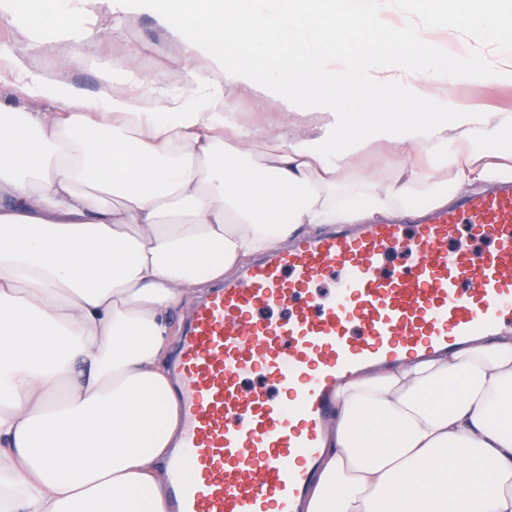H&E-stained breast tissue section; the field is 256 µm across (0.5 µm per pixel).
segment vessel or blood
I'll list each match as a JSON object with an SVG mask.
<instances>
[{
  "label": "vessel or blood",
  "mask_w": 512,
  "mask_h": 512,
  "mask_svg": "<svg viewBox=\"0 0 512 512\" xmlns=\"http://www.w3.org/2000/svg\"><path fill=\"white\" fill-rule=\"evenodd\" d=\"M463 225L492 249L459 243ZM335 273V293L320 296ZM511 326L512 185L420 224L306 238L251 264L192 309L180 339L179 512H294L342 375ZM250 374L278 395L245 389Z\"/></svg>",
  "instance_id": "b4317fda"
}]
</instances>
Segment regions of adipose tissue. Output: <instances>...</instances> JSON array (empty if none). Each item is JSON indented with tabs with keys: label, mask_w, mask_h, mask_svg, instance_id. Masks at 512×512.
Segmentation results:
<instances>
[{
	"label": "adipose tissue",
	"mask_w": 512,
	"mask_h": 512,
	"mask_svg": "<svg viewBox=\"0 0 512 512\" xmlns=\"http://www.w3.org/2000/svg\"><path fill=\"white\" fill-rule=\"evenodd\" d=\"M76 2L27 0L21 15L47 29ZM156 2L187 55L311 106L317 135L243 130L217 91L191 107L154 89L144 108L36 81L31 96L58 111L0 109V512H167L171 310L301 233L444 205L459 181L512 180V113L424 96L439 72L492 70L441 62L414 0ZM502 2L475 14L512 63ZM391 14L406 20L395 39ZM382 141L455 165V183L425 197L339 179ZM297 512H512V337L342 380Z\"/></svg>",
	"instance_id": "adipose-tissue-1"
}]
</instances>
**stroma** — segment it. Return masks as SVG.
Segmentation results:
<instances>
[{
  "mask_svg": "<svg viewBox=\"0 0 512 512\" xmlns=\"http://www.w3.org/2000/svg\"><path fill=\"white\" fill-rule=\"evenodd\" d=\"M17 0H0V105L29 107L27 79L61 81L79 88L90 99L106 93H130L151 83L194 97L210 66L197 57L182 68L184 46L179 37L159 24L143 0H87L83 16L59 22L53 36L42 29L13 21ZM425 37L440 47L448 62L475 57L494 59L495 45L478 25L451 30L430 21ZM428 95L452 97L478 111L512 113V77L474 83L447 77L424 86ZM224 109L235 113L247 129L278 134L272 120L287 113L282 100L250 84L225 88ZM345 176L369 175L377 190L413 181L428 193L431 179H451L454 169H434L426 160H412L395 146L368 145L355 154Z\"/></svg>",
  "mask_w": 512,
  "mask_h": 512,
  "instance_id": "35a3bbf8",
  "label": "stroma"
}]
</instances>
